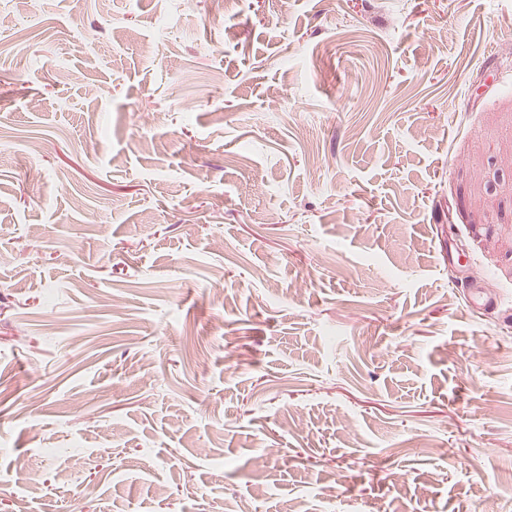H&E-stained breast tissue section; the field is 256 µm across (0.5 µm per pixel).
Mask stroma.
<instances>
[{
    "mask_svg": "<svg viewBox=\"0 0 512 512\" xmlns=\"http://www.w3.org/2000/svg\"><path fill=\"white\" fill-rule=\"evenodd\" d=\"M406 504L512 512V0H0V512Z\"/></svg>",
    "mask_w": 512,
    "mask_h": 512,
    "instance_id": "stroma-1",
    "label": "stroma"
}]
</instances>
